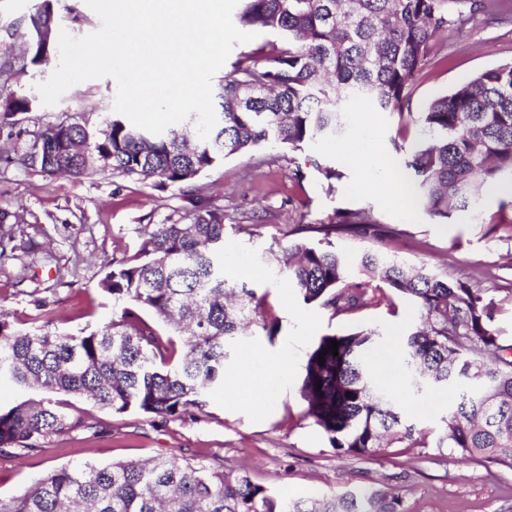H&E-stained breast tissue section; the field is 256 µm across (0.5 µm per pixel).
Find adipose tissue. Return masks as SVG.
I'll use <instances>...</instances> for the list:
<instances>
[{
    "label": "adipose tissue",
    "instance_id": "ef3b65f1",
    "mask_svg": "<svg viewBox=\"0 0 512 512\" xmlns=\"http://www.w3.org/2000/svg\"><path fill=\"white\" fill-rule=\"evenodd\" d=\"M253 356L265 361L261 376L252 381L246 379L243 373H236L228 379L224 392L230 396H247L252 407L260 409L279 395L293 371L294 359L286 350L269 360L259 349L254 350Z\"/></svg>",
    "mask_w": 512,
    "mask_h": 512
}]
</instances>
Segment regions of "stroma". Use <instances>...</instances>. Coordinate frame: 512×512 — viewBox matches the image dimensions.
<instances>
[{
  "label": "stroma",
  "instance_id": "35a3bbf8",
  "mask_svg": "<svg viewBox=\"0 0 512 512\" xmlns=\"http://www.w3.org/2000/svg\"><path fill=\"white\" fill-rule=\"evenodd\" d=\"M41 3L0 0V55L19 53L21 39L8 38L6 31L19 27ZM53 4L57 29L82 37L100 26L85 0ZM504 62H512V0L502 9L487 7L465 28L441 38L414 81L413 103L423 105ZM58 64V58H51L11 84V91L29 98L32 106L19 117L20 139L0 134V154L10 157L0 163V208L20 215L22 226L13 239V259L0 263V309L7 320L18 330L37 327L36 304L41 301L54 331L76 334L103 326L112 318V298L99 283L113 262L140 250L146 225L182 221L205 205L224 212L232 251L228 274L243 276L280 324L272 341L261 334L239 337L227 358V372L244 369L250 378L259 377L262 364L251 357L256 348L271 358L285 349L293 352L296 370L282 394L262 411L220 390L203 413L167 421L136 411L115 415L88 400L70 398L71 412L107 426L109 435L92 439L79 432L23 457L0 455V499L20 494L33 476L54 467L168 458L181 464L219 462L225 471L248 475L254 484L288 499L393 487L408 512H512V470L485 467L437 447L448 403L439 391L417 392L404 378L400 344L419 320V307L386 288L378 301L335 315L287 292L273 267L261 259L263 248L276 240L318 244L313 225L335 211H365L377 221L381 236L339 234L333 238L337 250L352 258L381 250L423 264L439 276L488 289L497 303L494 325L511 342L512 293L502 284L512 282V226H497L493 220L512 218V179L482 192L475 218L457 211L440 224L419 205H404L399 189L380 191L362 164L345 160V148L362 154L378 146L383 156L401 163L422 141L415 126L405 125L398 113L380 111L368 98L349 108L367 112L369 122L355 124L342 137L300 151L268 145L204 171L189 187L116 178L108 170L52 177L22 161L38 134L62 120L111 117L117 92L114 78L90 79L68 89L57 104L43 105L35 86ZM316 155L336 170L334 183L308 166V157ZM298 165L306 172L300 183L291 177ZM359 327L379 329L381 337L369 358L408 417L426 431L424 443H399L379 457L340 455L306 417L299 387L310 353L322 336Z\"/></svg>",
  "mask_w": 512,
  "mask_h": 512
}]
</instances>
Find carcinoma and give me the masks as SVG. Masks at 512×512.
<instances>
[{"label":"carcinoma","mask_w":512,"mask_h":512,"mask_svg":"<svg viewBox=\"0 0 512 512\" xmlns=\"http://www.w3.org/2000/svg\"><path fill=\"white\" fill-rule=\"evenodd\" d=\"M238 22L278 35L242 55L224 77L217 124L198 136L197 123L152 134L120 115L95 130L89 121L51 123L28 154L48 175L74 177L110 162L124 179L191 183L227 158L268 144L293 150L344 133L353 125L346 102L374 100L383 111L416 123L427 141L405 161L410 193L430 216L446 221L474 209L479 188L512 175V62L457 84L418 111L413 80L436 37L472 20L460 0H241ZM54 26L51 0L30 16L23 57H0V87L54 54L41 40ZM30 102L0 100V128L13 129ZM374 218L337 210L313 227L319 245L295 240L267 249L286 288L306 304L336 315L366 304L385 285L415 302L421 323L402 342L401 365L416 390H446L448 421L438 440L469 460L512 469V351L493 327L496 304L479 288L383 251H365L357 265L332 249L339 233L365 235ZM142 249L112 266L100 282L113 313L102 327L78 335L43 325L13 329L0 313V381L20 389L85 398L114 414L130 410L163 420L201 412L224 386L228 348L250 327L270 339L278 320L244 283L228 278L224 212L201 206L189 222L148 224ZM379 285H374V282ZM153 316L149 321L144 314ZM182 338L177 352L173 337ZM372 328L321 337L305 365L300 392L306 415L331 447L378 457L394 442L418 441L412 423L375 379L366 353ZM339 342L338 355L329 349ZM324 358H319V354ZM103 435L105 427L66 410L58 400H25L0 408V454L34 452L73 433ZM0 512H406L403 497L377 489L279 499L246 475L231 478L219 463L125 460L61 466L4 502Z\"/></svg>","instance_id":"1"}]
</instances>
